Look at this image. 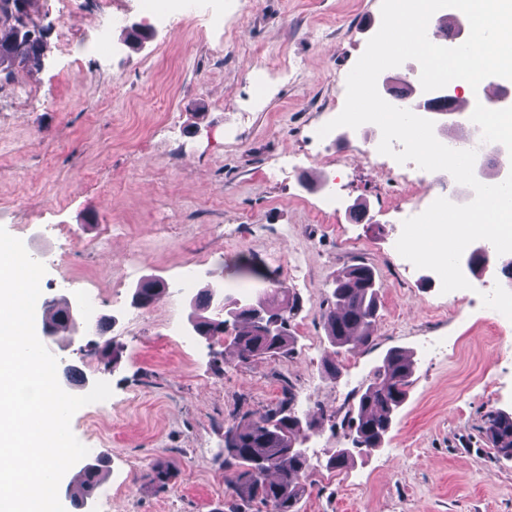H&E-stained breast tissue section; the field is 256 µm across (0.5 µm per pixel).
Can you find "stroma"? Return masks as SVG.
I'll list each match as a JSON object with an SVG mask.
<instances>
[{
    "label": "stroma",
    "mask_w": 512,
    "mask_h": 512,
    "mask_svg": "<svg viewBox=\"0 0 512 512\" xmlns=\"http://www.w3.org/2000/svg\"><path fill=\"white\" fill-rule=\"evenodd\" d=\"M38 0L40 63L0 74V226L42 262L41 300L86 302L104 334L43 337L60 386L113 390L71 420L106 475L90 512H266L225 481L224 433L291 388L311 422L297 512H512V459L485 416L512 414V324L481 296L512 291V253L489 250L470 289L442 293L395 244L405 197L439 194L448 172L378 151L371 123L317 131L342 111L346 78L381 25V0ZM118 17L108 46L98 27ZM140 26L137 45L124 29ZM370 266L379 311L369 345L338 350L323 314L337 277ZM194 265L184 285L185 265ZM160 280L147 307L136 286ZM280 282L299 297L293 344L238 362L223 338L190 332V301L215 282L226 300ZM393 349L416 368L380 448L346 468L350 409ZM168 467L165 490L151 484Z\"/></svg>",
    "instance_id": "stroma-1"
}]
</instances>
